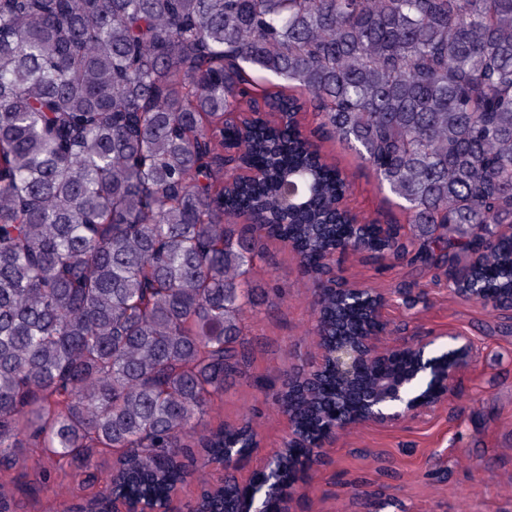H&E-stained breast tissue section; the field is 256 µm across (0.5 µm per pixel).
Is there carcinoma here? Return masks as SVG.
I'll return each instance as SVG.
<instances>
[{
	"mask_svg": "<svg viewBox=\"0 0 512 512\" xmlns=\"http://www.w3.org/2000/svg\"><path fill=\"white\" fill-rule=\"evenodd\" d=\"M264 71L283 117L228 115ZM311 106L399 200L405 226L331 223L348 185L314 160ZM244 219L234 224V219ZM512 0H0V471L28 441L101 495L159 510L191 443L231 463L251 421L197 430L247 362L264 240L321 278L336 251L421 262L512 294ZM314 332L361 304L324 283ZM309 443L336 420L287 389Z\"/></svg>",
	"mask_w": 512,
	"mask_h": 512,
	"instance_id": "carcinoma-1",
	"label": "carcinoma"
}]
</instances>
